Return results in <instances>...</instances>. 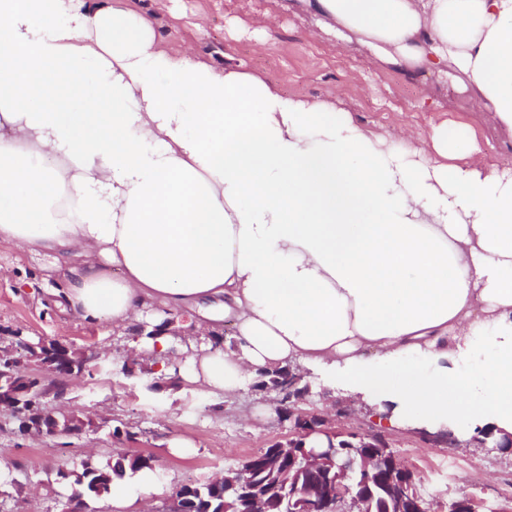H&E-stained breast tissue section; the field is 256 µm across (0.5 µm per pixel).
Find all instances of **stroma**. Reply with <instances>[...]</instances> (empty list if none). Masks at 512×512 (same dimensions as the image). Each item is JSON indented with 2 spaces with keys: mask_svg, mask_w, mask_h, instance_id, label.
Segmentation results:
<instances>
[{
  "mask_svg": "<svg viewBox=\"0 0 512 512\" xmlns=\"http://www.w3.org/2000/svg\"><path fill=\"white\" fill-rule=\"evenodd\" d=\"M123 8L153 13L158 33L170 47L189 49L220 68L255 73L284 93L310 100L338 95L362 124L395 138L410 126L429 131L441 123L471 124L495 162L512 166V138L495 129L486 115L470 111L447 83L410 79L380 68L358 46L339 47L316 17L293 8L292 0H123ZM274 24L262 33L264 16ZM204 31H197L196 21ZM50 260L10 243H0V334L21 329L28 335L77 349L106 353L103 366L70 381L71 403L85 413H102L104 422L80 436L32 439L14 432L0 416V460L11 468L14 485L0 496V512H63L66 485L59 472L75 467L84 455L115 459L132 452L152 455L165 487L148 498L149 512H163L169 493L187 483H204L228 467L287 437L289 422L279 421L267 394L246 385L240 396L223 400L197 391L185 379L176 386L149 391L151 374L128 361L131 336L107 324H91L62 311L48 299L65 287L62 274L49 273ZM29 281L21 290L19 281ZM311 394L306 409L333 411L353 405L363 422L373 419L364 403L334 394L319 375L304 379ZM133 440L114 438V429ZM392 449L417 476L424 498L437 512L449 500L474 498L479 512H512V454L494 446L476 450L435 446L412 429L386 430ZM189 447L171 452L172 440Z\"/></svg>",
  "mask_w": 512,
  "mask_h": 512,
  "instance_id": "obj_1",
  "label": "stroma"
}]
</instances>
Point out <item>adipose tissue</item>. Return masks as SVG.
I'll return each mask as SVG.
<instances>
[{
    "label": "adipose tissue",
    "instance_id": "1",
    "mask_svg": "<svg viewBox=\"0 0 512 512\" xmlns=\"http://www.w3.org/2000/svg\"><path fill=\"white\" fill-rule=\"evenodd\" d=\"M342 45L448 83L512 133V0H299ZM0 242L50 257L58 303L129 328L231 396L324 370L390 426L512 434V167L465 123L395 139L331 101L176 53L111 0H0ZM113 477L119 512L161 490Z\"/></svg>",
    "mask_w": 512,
    "mask_h": 512
}]
</instances>
